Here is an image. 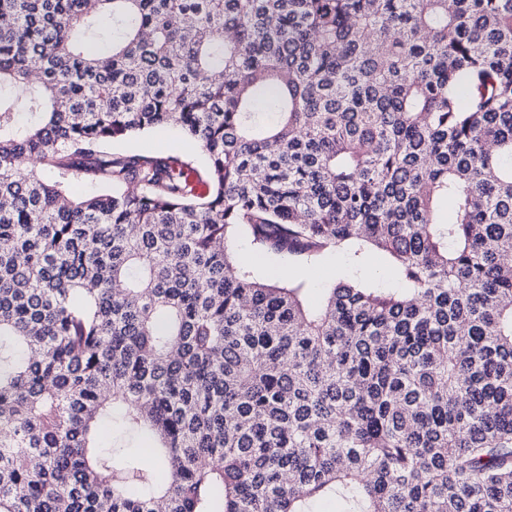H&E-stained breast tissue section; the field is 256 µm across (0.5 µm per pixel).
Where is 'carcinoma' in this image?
I'll use <instances>...</instances> for the list:
<instances>
[{"mask_svg": "<svg viewBox=\"0 0 512 512\" xmlns=\"http://www.w3.org/2000/svg\"><path fill=\"white\" fill-rule=\"evenodd\" d=\"M87 3L0 0V512H512V0ZM113 148L129 152L154 149L173 155L193 157L197 168H201L203 165V160L195 153L191 144L184 139L179 131L174 129L166 131L163 135L147 134L134 138ZM234 251L243 264L253 267L264 279L280 278L284 282H288V279L305 281L307 300L311 304L321 299L323 288H329L340 278L370 288H399L400 286L389 259L377 252H371L361 265L353 264L346 253L328 255L320 266L324 267L325 275L316 282L310 279L307 271L298 264L283 265L273 260L256 259L244 239L239 238L236 241ZM284 270H288L287 275L282 273ZM98 443L105 448H112L117 454H130L137 446H141V437L121 428L117 423L112 433L105 435L104 438L100 437Z\"/></svg>", "mask_w": 512, "mask_h": 512, "instance_id": "cac0c4a2", "label": "carcinoma"}]
</instances>
